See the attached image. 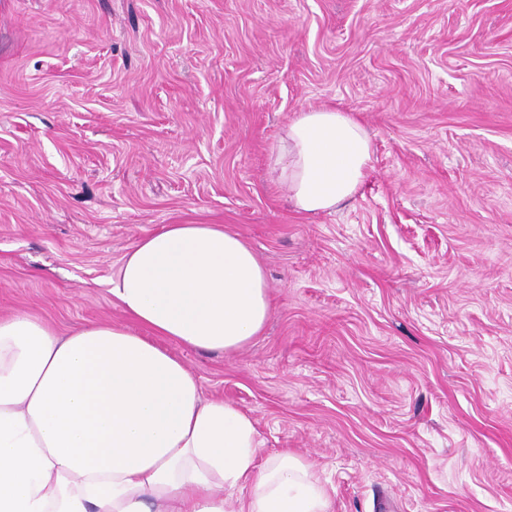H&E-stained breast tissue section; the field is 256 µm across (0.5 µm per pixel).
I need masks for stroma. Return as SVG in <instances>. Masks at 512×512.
<instances>
[{"instance_id": "1", "label": "stroma", "mask_w": 512, "mask_h": 512, "mask_svg": "<svg viewBox=\"0 0 512 512\" xmlns=\"http://www.w3.org/2000/svg\"><path fill=\"white\" fill-rule=\"evenodd\" d=\"M316 107L372 156L305 216L269 157ZM167 224L266 271L243 347L166 344L261 458L328 512H512V0H0V310L126 322L112 275Z\"/></svg>"}]
</instances>
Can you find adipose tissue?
<instances>
[{
  "label": "adipose tissue",
  "instance_id": "adipose-tissue-1",
  "mask_svg": "<svg viewBox=\"0 0 512 512\" xmlns=\"http://www.w3.org/2000/svg\"><path fill=\"white\" fill-rule=\"evenodd\" d=\"M371 162L362 124L321 107L291 120L270 172L305 214L354 198ZM110 292L129 324L60 335L28 313L0 316V512H327L296 456L259 461L252 419L204 397L162 340L240 348L271 314L252 249L216 224H168L122 257Z\"/></svg>",
  "mask_w": 512,
  "mask_h": 512
}]
</instances>
